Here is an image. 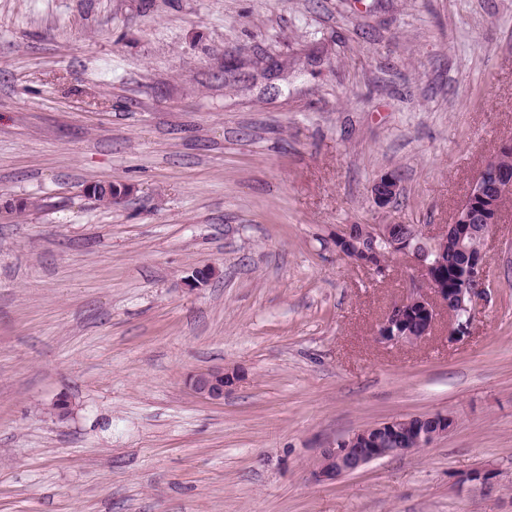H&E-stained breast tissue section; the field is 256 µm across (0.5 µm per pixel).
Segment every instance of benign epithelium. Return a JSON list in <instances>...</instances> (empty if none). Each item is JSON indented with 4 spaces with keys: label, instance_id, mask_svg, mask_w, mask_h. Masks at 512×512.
Returning a JSON list of instances; mask_svg holds the SVG:
<instances>
[{
    "label": "benign epithelium",
    "instance_id": "obj_1",
    "mask_svg": "<svg viewBox=\"0 0 512 512\" xmlns=\"http://www.w3.org/2000/svg\"><path fill=\"white\" fill-rule=\"evenodd\" d=\"M509 153L512 154V140L502 142L484 163L466 197L457 206L452 222L438 233L403 234L396 224H369L367 237L375 242L369 251L364 248L363 239L353 235L350 224L332 234L331 241L342 240L348 244L351 263L369 268L382 278L388 276V259L392 255L408 258L418 271L421 283L412 285L405 295L394 301L379 323L375 332L379 342L404 345L422 341L434 333L444 312L448 313V339L457 341L469 336L475 307L487 295L488 256L484 248L472 252L468 240L478 225L482 236H488L490 229L500 223L506 204L512 201V167L499 162V156ZM399 191L398 178L393 174L381 176L372 186L373 198L380 207L389 204ZM381 241L389 245L388 252L378 248ZM450 243L467 256L466 273L458 288L448 287V278L442 269L441 255ZM239 379V372L217 366L191 374L188 384L200 397L222 402L227 389ZM425 418L436 422L434 430L410 435L407 432L410 418H395L323 446L316 456L315 479L323 484L334 483L373 461L427 447L455 428L454 421L444 413L427 414ZM373 431L396 435L399 447H373L374 438L370 437ZM456 484L461 489L483 495L497 489L490 468L462 474L457 477Z\"/></svg>",
    "mask_w": 512,
    "mask_h": 512
}]
</instances>
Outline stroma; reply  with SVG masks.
Instances as JSON below:
<instances>
[{"label":"stroma","mask_w":512,"mask_h":512,"mask_svg":"<svg viewBox=\"0 0 512 512\" xmlns=\"http://www.w3.org/2000/svg\"><path fill=\"white\" fill-rule=\"evenodd\" d=\"M509 139L512 0H0V207L30 203L0 219V512H512V203L461 341L377 342L417 272L327 241L444 227ZM220 365L212 403L186 379ZM435 412L430 446L314 481ZM483 466L496 492L459 491ZM400 191L398 178L394 174H385L377 179L372 186L375 203L384 207L389 204ZM448 414L437 412L395 418L363 429L348 438L328 443L319 448L316 456L314 465L315 479L323 484L335 483L344 476L359 471L373 461L427 447L435 440L447 436L448 433L454 430L455 423L448 418ZM415 417L426 418V420L421 418L413 420L412 425L416 427L417 432H420L421 429H427L431 424L430 420L436 421V428L432 431L420 432L417 436L408 434V422ZM372 431L381 432V434L374 435L381 438L380 448H372L374 446V436L369 438ZM382 433L396 435L399 448H396L398 443L395 440L390 436L383 437ZM360 437L367 439L366 446L363 448H351L358 443Z\"/></svg>","instance_id":"35a3bbf8"}]
</instances>
